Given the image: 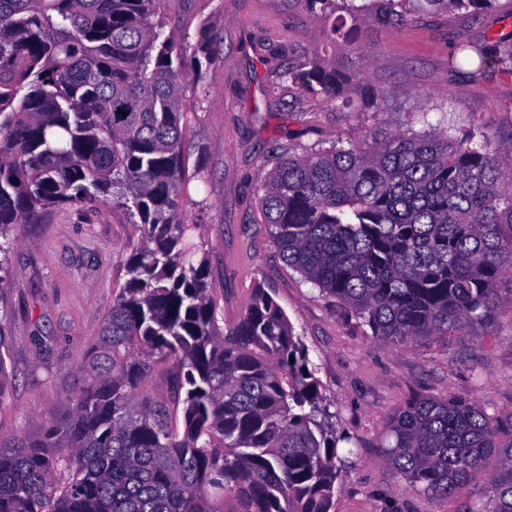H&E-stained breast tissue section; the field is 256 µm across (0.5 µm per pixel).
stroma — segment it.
Returning a JSON list of instances; mask_svg holds the SVG:
<instances>
[{
    "mask_svg": "<svg viewBox=\"0 0 512 512\" xmlns=\"http://www.w3.org/2000/svg\"><path fill=\"white\" fill-rule=\"evenodd\" d=\"M164 15L168 30L181 36L208 28L217 48L206 88L188 115L184 154L195 174L186 218L208 244L220 325L240 317L258 285L272 290L285 310L342 437L334 512H462L482 494L485 476L456 499L420 491L383 461L384 424L419 395L465 397L487 413L511 415L512 304L502 303L489 323L444 343L382 342L281 260L261 220L259 188L283 150L358 138L377 124L401 132L413 113L426 109L431 121L489 125L501 139H512V74L491 69L477 79L448 65L462 34L512 46V0H499L497 10L477 21L448 13L363 28L365 55L335 50L337 66L358 94L353 110L279 76L287 66L307 63L322 42L302 0H166ZM404 88L410 96H401ZM376 93L386 100L377 118L366 106ZM140 240L131 212L115 204L59 208L41 223L15 226L13 279L0 292L10 360L0 440L39 437L47 411L67 417L84 354Z\"/></svg>",
    "mask_w": 512,
    "mask_h": 512,
    "instance_id": "1",
    "label": "stroma"
}]
</instances>
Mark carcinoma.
Instances as JSON below:
<instances>
[{
  "label": "carcinoma",
  "instance_id": "cac0c4a2",
  "mask_svg": "<svg viewBox=\"0 0 512 512\" xmlns=\"http://www.w3.org/2000/svg\"><path fill=\"white\" fill-rule=\"evenodd\" d=\"M328 43L354 54L367 23L418 10L474 17L496 0H303ZM165 0H0V288L9 233L45 212L111 201L137 217L126 262L80 368L71 415L37 439L0 444V512H333V413L283 308L255 288L239 321L217 318L208 249L183 206V136L193 91L215 61L207 30L165 32ZM512 72V48L485 58ZM281 79L351 106L349 76L315 57ZM426 126L277 158L262 221L289 268L336 298L376 338L446 342L512 301V153L497 133ZM166 366L169 394L153 385ZM393 473L441 498L496 469L465 512H512V416L418 396L385 425Z\"/></svg>",
  "mask_w": 512,
  "mask_h": 512
}]
</instances>
